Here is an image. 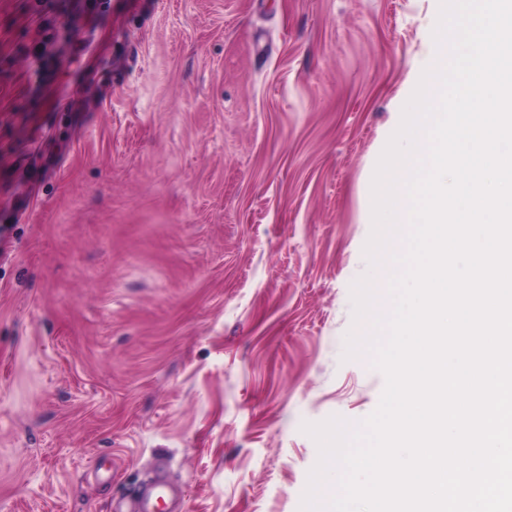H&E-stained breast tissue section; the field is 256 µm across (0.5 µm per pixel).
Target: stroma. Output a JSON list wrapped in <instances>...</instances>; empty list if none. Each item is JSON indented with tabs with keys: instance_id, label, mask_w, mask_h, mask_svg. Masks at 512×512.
Listing matches in <instances>:
<instances>
[{
	"instance_id": "35a3bbf8",
	"label": "stroma",
	"mask_w": 512,
	"mask_h": 512,
	"mask_svg": "<svg viewBox=\"0 0 512 512\" xmlns=\"http://www.w3.org/2000/svg\"><path fill=\"white\" fill-rule=\"evenodd\" d=\"M435 0H0V512H300Z\"/></svg>"
}]
</instances>
